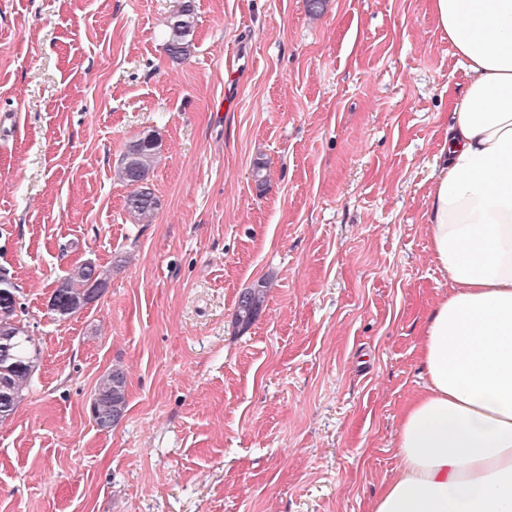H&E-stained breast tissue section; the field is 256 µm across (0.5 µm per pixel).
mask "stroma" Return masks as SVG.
Returning <instances> with one entry per match:
<instances>
[{
  "label": "stroma",
  "mask_w": 512,
  "mask_h": 512,
  "mask_svg": "<svg viewBox=\"0 0 512 512\" xmlns=\"http://www.w3.org/2000/svg\"><path fill=\"white\" fill-rule=\"evenodd\" d=\"M194 4L174 60L176 0H0V271L43 348L0 421V512H369L399 462L450 286L423 213L465 72L430 0ZM148 132L159 207L136 224L117 169ZM87 260L106 288L54 316ZM194 1L185 0L182 4L185 16L177 19L169 15L165 25V51L174 60H182L190 55L195 28ZM266 295V290L262 285L248 288L242 292L237 301L236 321L245 326L250 324L261 310ZM126 409V376L122 368L112 367L99 380L91 402L94 422L103 429L112 428Z\"/></svg>",
  "instance_id": "1"
}]
</instances>
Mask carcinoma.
Masks as SVG:
<instances>
[{"label": "carcinoma", "instance_id": "carcinoma-1", "mask_svg": "<svg viewBox=\"0 0 512 512\" xmlns=\"http://www.w3.org/2000/svg\"><path fill=\"white\" fill-rule=\"evenodd\" d=\"M185 16H169L165 25V51L174 60L190 55L195 28L193 0L182 4ZM160 152V143L153 134L133 141L122 159V178L133 186L126 197L125 211L136 224L152 223L159 206L149 184V175ZM107 284V275L92 262L74 267L53 290L49 309H56L62 318H70L94 302ZM16 286L0 275V419L13 415L22 392L31 380L41 358V348L21 323L15 298ZM266 299V290L258 285L246 289L238 298L236 321L250 324ZM126 409V376L114 367L99 380L91 402L94 422L102 429L117 424Z\"/></svg>", "mask_w": 512, "mask_h": 512}]
</instances>
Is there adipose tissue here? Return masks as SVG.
<instances>
[{
  "label": "adipose tissue",
  "instance_id": "obj_1",
  "mask_svg": "<svg viewBox=\"0 0 512 512\" xmlns=\"http://www.w3.org/2000/svg\"><path fill=\"white\" fill-rule=\"evenodd\" d=\"M431 11L467 75L423 216L451 288L424 325V382L369 512H512V0Z\"/></svg>",
  "mask_w": 512,
  "mask_h": 512
}]
</instances>
